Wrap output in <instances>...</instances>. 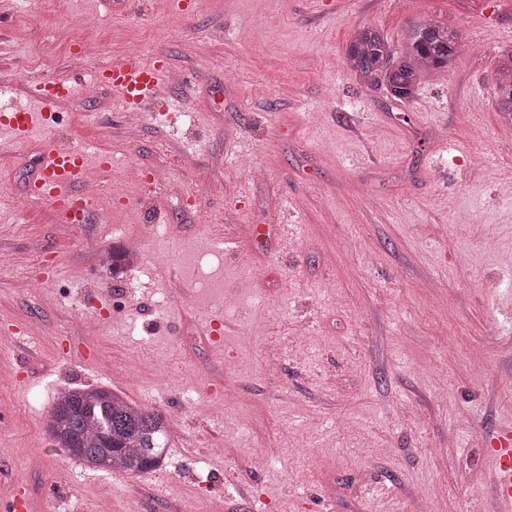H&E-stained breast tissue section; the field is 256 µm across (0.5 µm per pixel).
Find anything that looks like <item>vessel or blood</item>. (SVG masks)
<instances>
[{
  "instance_id": "1",
  "label": "vessel or blood",
  "mask_w": 512,
  "mask_h": 512,
  "mask_svg": "<svg viewBox=\"0 0 512 512\" xmlns=\"http://www.w3.org/2000/svg\"><path fill=\"white\" fill-rule=\"evenodd\" d=\"M163 73L161 62L147 63L128 56L109 63L97 72L98 81L117 91L125 105L137 107L155 100ZM65 83L55 82L33 93L34 107L0 113V135L15 141L45 131L49 112L68 95ZM88 173L83 150L54 142L43 150L30 178L26 197L30 203L53 207L63 224L88 220L93 209L90 196L81 193ZM488 456L493 468V485L505 512H512V422H503L490 442Z\"/></svg>"
}]
</instances>
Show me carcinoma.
Instances as JSON below:
<instances>
[{
    "mask_svg": "<svg viewBox=\"0 0 512 512\" xmlns=\"http://www.w3.org/2000/svg\"><path fill=\"white\" fill-rule=\"evenodd\" d=\"M458 33L436 23L413 30L397 56L387 38L370 27L358 29L345 54L347 69L363 83L382 86L397 101H409L421 75L446 71L460 57ZM497 103L512 112V51L503 58ZM53 445L100 472L109 464L139 478L157 467L166 447L164 415L141 408L106 388L59 393L47 415Z\"/></svg>",
    "mask_w": 512,
    "mask_h": 512,
    "instance_id": "carcinoma-1",
    "label": "carcinoma"
}]
</instances>
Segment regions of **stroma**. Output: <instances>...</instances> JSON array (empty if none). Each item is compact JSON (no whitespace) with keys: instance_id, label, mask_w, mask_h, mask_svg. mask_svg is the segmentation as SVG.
Instances as JSON below:
<instances>
[{"instance_id":"35a3bbf8","label":"stroma","mask_w":512,"mask_h":512,"mask_svg":"<svg viewBox=\"0 0 512 512\" xmlns=\"http://www.w3.org/2000/svg\"><path fill=\"white\" fill-rule=\"evenodd\" d=\"M169 2L0 0V91L25 107L68 82L52 135L85 149L95 201L63 228L25 196L43 135L0 146V500L18 479L31 512H503L512 0ZM430 22L465 52L413 100L347 70L357 28L399 51ZM75 31L102 51L76 61ZM120 54L165 67L133 137L116 91L85 93ZM127 235L144 261L107 277L95 253ZM97 387L166 413V467L94 472L52 444L56 395ZM503 61L497 92L498 110L512 112V49ZM493 485L505 512L512 509V422H503L490 442Z\"/></svg>"}]
</instances>
